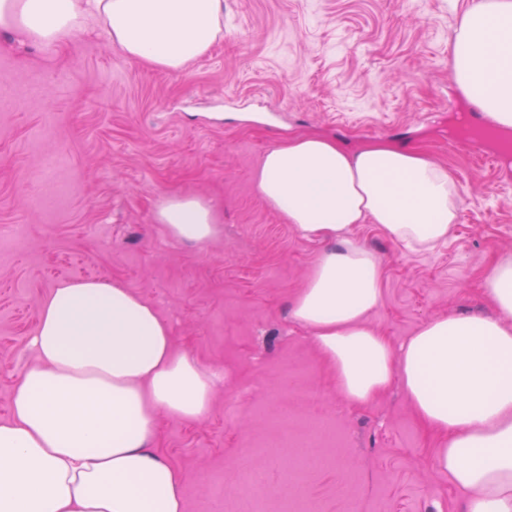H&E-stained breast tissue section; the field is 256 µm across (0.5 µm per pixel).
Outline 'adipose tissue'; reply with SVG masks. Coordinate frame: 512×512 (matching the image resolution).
Segmentation results:
<instances>
[{"label": "adipose tissue", "mask_w": 512, "mask_h": 512, "mask_svg": "<svg viewBox=\"0 0 512 512\" xmlns=\"http://www.w3.org/2000/svg\"><path fill=\"white\" fill-rule=\"evenodd\" d=\"M223 16L224 0H0V36L53 58L71 31L102 22L128 57L175 72L209 50ZM449 52L465 98L511 129L512 0H470ZM255 187L322 245L290 316L344 398L364 405L400 382L460 512H512V255L487 274L491 312L426 320L396 349L370 323L382 260L353 238L370 222L406 251H435L460 205L448 169L401 145L351 149L309 133L268 150ZM157 221L195 243L223 230L192 196L165 199ZM30 346L0 422V512H184L181 474L154 450L157 418L203 416L219 375L176 350L153 305L116 279L58 284Z\"/></svg>", "instance_id": "1"}]
</instances>
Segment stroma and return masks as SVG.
Returning <instances> with one entry per match:
<instances>
[{
    "mask_svg": "<svg viewBox=\"0 0 512 512\" xmlns=\"http://www.w3.org/2000/svg\"><path fill=\"white\" fill-rule=\"evenodd\" d=\"M469 2L224 0L217 39L178 72L127 57L101 23L51 60L18 41L0 48V421L33 360L42 300L63 281L113 278L156 307L179 350L224 374L201 419L158 417L154 446L182 475L185 512H282L290 497L317 512H459L400 384L346 403L290 318L322 245L285 223L254 175L291 135L425 151L457 181L458 221L427 254L358 225L357 242L383 262L371 321L397 347L427 319L488 311L487 271L512 252V156L451 134L463 109L485 124L448 56ZM174 193L216 206L223 235L166 233L156 212ZM298 382L322 397L295 412L327 419L339 440L292 487L296 449L253 448L276 440L280 391ZM234 397L239 411L225 417ZM253 466L266 475L257 490Z\"/></svg>",
    "mask_w": 512,
    "mask_h": 512,
    "instance_id": "stroma-1",
    "label": "stroma"
}]
</instances>
